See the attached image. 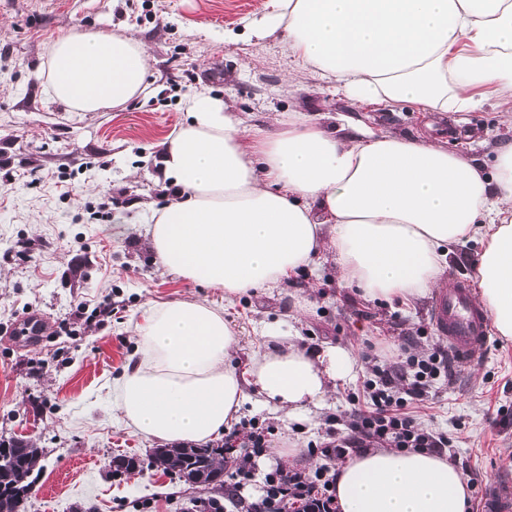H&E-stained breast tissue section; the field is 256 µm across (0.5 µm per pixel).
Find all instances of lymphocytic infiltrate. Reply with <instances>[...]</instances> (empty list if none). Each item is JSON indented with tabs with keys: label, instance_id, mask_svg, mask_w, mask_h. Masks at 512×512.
<instances>
[{
	"label": "lymphocytic infiltrate",
	"instance_id": "obj_1",
	"mask_svg": "<svg viewBox=\"0 0 512 512\" xmlns=\"http://www.w3.org/2000/svg\"><path fill=\"white\" fill-rule=\"evenodd\" d=\"M398 350L400 360L384 367L381 352L369 345L365 358L373 363L372 376L364 383L369 408L352 409L347 437L323 446L322 456L344 459L369 443L383 448H423L439 455L451 447V437L422 430L406 408L428 399L433 382L450 376L455 356L441 349L418 356L406 342ZM267 449L268 439L259 430L225 435L224 486L229 492H239L251 481L256 460ZM335 490L336 472L329 467L310 471L277 467L265 474L261 495L245 502V512H339Z\"/></svg>",
	"mask_w": 512,
	"mask_h": 512
}]
</instances>
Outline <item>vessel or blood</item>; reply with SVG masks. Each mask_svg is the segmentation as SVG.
<instances>
[{
    "label": "vessel or blood",
    "mask_w": 512,
    "mask_h": 512,
    "mask_svg": "<svg viewBox=\"0 0 512 512\" xmlns=\"http://www.w3.org/2000/svg\"><path fill=\"white\" fill-rule=\"evenodd\" d=\"M429 319L463 363L473 362L490 340V318L476 302L468 280L438 290L430 303ZM482 512H512V478L489 480L482 493Z\"/></svg>",
    "instance_id": "b4317fda"
}]
</instances>
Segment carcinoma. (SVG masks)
<instances>
[{
	"mask_svg": "<svg viewBox=\"0 0 512 512\" xmlns=\"http://www.w3.org/2000/svg\"><path fill=\"white\" fill-rule=\"evenodd\" d=\"M9 455L10 460L0 463V512H24L34 483L31 476L42 450L28 440H20L11 444ZM217 464H224L222 446L156 448L149 461V466L174 473L186 484L204 485L212 482Z\"/></svg>",
	"mask_w": 512,
	"mask_h": 512,
	"instance_id": "carcinoma-1",
	"label": "carcinoma"
}]
</instances>
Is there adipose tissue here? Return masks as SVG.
Instances as JSON below:
<instances>
[{"instance_id":"ef3b65f1","label":"adipose tissue","mask_w":512,"mask_h":512,"mask_svg":"<svg viewBox=\"0 0 512 512\" xmlns=\"http://www.w3.org/2000/svg\"><path fill=\"white\" fill-rule=\"evenodd\" d=\"M249 36L282 38L297 66L357 102L465 112L478 88L512 104V0H270ZM146 47L103 30L48 49L45 92L73 112L120 108L148 93ZM162 144L173 196L147 229L163 267L223 291L149 306L136 359L115 386L122 422L147 439L204 443L223 434L248 392L285 420L352 380V349L300 345L266 326L244 370L224 309L271 291L320 253L365 297L408 300L438 286L451 245L480 238L479 301L512 342V142L484 167L448 145L327 128L292 112L261 128L203 88ZM340 512H468V480L430 451L364 448L338 463Z\"/></svg>"}]
</instances>
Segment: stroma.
I'll use <instances>...</instances> for the list:
<instances>
[{
	"mask_svg": "<svg viewBox=\"0 0 512 512\" xmlns=\"http://www.w3.org/2000/svg\"><path fill=\"white\" fill-rule=\"evenodd\" d=\"M269 0H0V442L30 440L43 450L25 512H192L199 490L150 468L156 441L119 419L113 387L136 348L133 331L149 305L196 298L223 304L224 295L165 272L145 228L169 194L160 173V143L184 123L185 102L206 86L254 122L298 110L333 125L356 126L448 143L478 163L512 142V115L491 88L478 90L467 112H420L350 100L296 70L280 38H251L246 23ZM106 29L143 43L149 93L122 109L71 112L52 103L42 74L58 37ZM295 87H288V78ZM111 318L98 316L100 302ZM431 298L369 299L330 264L309 266L281 288L244 296L229 313L240 333L230 364L244 369L262 342L263 324L294 319L304 345L412 340L423 356L444 346L428 318ZM47 317L46 341L4 339L27 315ZM69 320L60 329L61 320ZM361 364L338 383L324 407L290 425L248 400L239 419L270 429L271 447L258 473L298 448L294 466L323 465L309 449L348 432L351 400L370 378ZM419 426L452 437L459 468L476 473L470 490L479 512L482 481L512 467V342L491 335L474 365L456 364L412 404ZM137 458L136 477L110 467Z\"/></svg>",
	"mask_w": 512,
	"mask_h": 512,
	"instance_id": "stroma-1",
	"label": "stroma"
}]
</instances>
